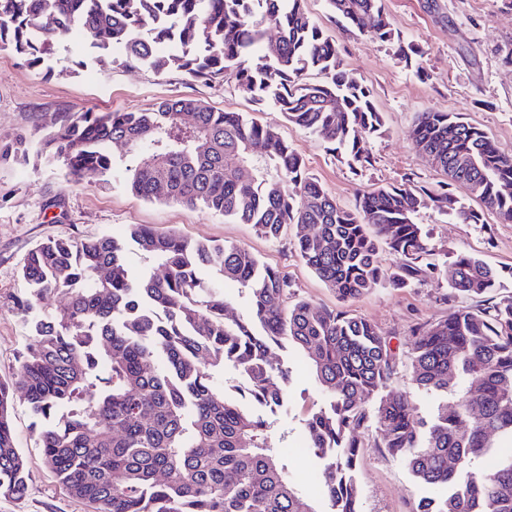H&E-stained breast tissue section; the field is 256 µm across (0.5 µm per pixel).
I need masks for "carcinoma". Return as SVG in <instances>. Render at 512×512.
Returning a JSON list of instances; mask_svg holds the SVG:
<instances>
[{
	"label": "carcinoma",
	"mask_w": 512,
	"mask_h": 512,
	"mask_svg": "<svg viewBox=\"0 0 512 512\" xmlns=\"http://www.w3.org/2000/svg\"><path fill=\"white\" fill-rule=\"evenodd\" d=\"M99 2L0 0V50L38 67L81 34L93 53L119 45L123 64L145 63L158 75L232 79L255 103L273 104L288 123L343 152L350 167L369 163L383 115L370 89L348 77L305 0ZM326 2L360 33L394 39L381 0ZM137 29L152 32L151 43L132 39ZM311 71L320 80H309ZM412 139L450 185L512 222V154L481 128L428 111ZM119 141L134 157L125 186L146 201L206 210L270 239L290 224L309 228L296 251L342 300L439 271L454 294L480 303L415 332L412 381L443 395L428 422L390 390L396 355L376 326L288 303L287 277L241 246L190 243L133 224L129 237L163 268L157 276L134 273L124 243L109 235L49 239L25 255L27 288L12 305L31 336L13 381L0 382V495L22 493L29 477L11 426L18 396L41 418L46 466L94 512H360L355 471L368 444L358 432L372 422L375 447L405 459L419 482L448 487L420 512H512V297L497 299L500 274L475 255L423 262L428 247L414 221L425 197L469 224L484 223L483 211L425 186L378 187L343 207L274 128L193 98L141 112L63 115L41 153L61 164L67 182L82 184L112 172L109 146ZM240 164L254 165V177H242ZM384 246L399 259L391 272L380 261ZM226 282L248 294V314L232 321L224 317ZM51 294L64 304L44 308ZM286 342L303 354L326 400L305 419L323 463L325 508L288 479L271 424L215 384L230 366L242 398L282 406L290 371L271 358Z\"/></svg>",
	"instance_id": "cac0c4a2"
}]
</instances>
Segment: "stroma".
I'll use <instances>...</instances> for the list:
<instances>
[{
    "instance_id": "stroma-1",
    "label": "stroma",
    "mask_w": 512,
    "mask_h": 512,
    "mask_svg": "<svg viewBox=\"0 0 512 512\" xmlns=\"http://www.w3.org/2000/svg\"><path fill=\"white\" fill-rule=\"evenodd\" d=\"M383 9L399 40L383 42L338 22L325 0H307V9L324 36L335 41L347 71L372 92L385 126L372 137L370 162L353 169L325 144L289 124L279 109L259 105L235 81L206 85L172 71L157 75L147 65L134 67L93 55L83 38L58 49L42 68L0 51V148L26 138L34 157L29 163L0 161V381H12L30 325L11 308L23 290L20 264L27 251L50 238L84 239L104 233L123 236L129 225L147 224L192 240L238 244L263 262L277 267L290 284L293 297L364 319L388 336L396 352L393 387L407 395L422 416L434 413L438 399L413 383L410 357L418 326L442 319L464 306L452 294L445 277L427 274L406 288L373 289L349 301L337 298L304 264L294 250L301 228L289 225L282 236L268 239L250 224L224 220L201 209L151 203L129 193L118 170L133 158L113 145L116 174L106 180L74 186L60 165L37 159L39 143L54 118L66 112H130L146 110L177 97L202 101L217 111L243 112L258 123L274 126L302 156L308 170L342 206L375 188L394 185L410 189L445 184L413 144L410 134L419 113L442 110L465 119L512 153V0H383ZM418 44L423 56L404 61L399 47ZM433 252L434 262L474 254L507 271L498 294L512 296V223L495 212L480 224H467L438 212L433 204L415 217ZM281 357L292 371L285 404L269 414L271 437L290 462L291 479L312 498L322 491V463L305 450L304 423L310 409L319 407L323 393L301 354L293 348ZM40 424L29 407L16 403L12 412L15 443L22 452L30 479L22 496H0V512H92L72 498L46 468L36 444ZM375 432L364 435L356 471L362 512H417L423 498L440 499L446 491L417 483L406 462L374 447Z\"/></svg>"
}]
</instances>
